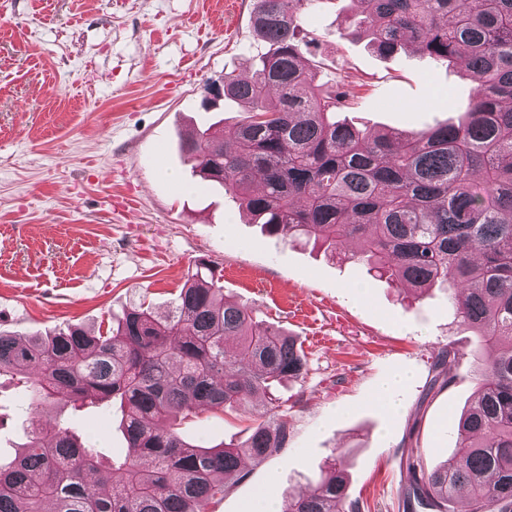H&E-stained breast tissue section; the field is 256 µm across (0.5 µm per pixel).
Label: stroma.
Listing matches in <instances>:
<instances>
[{
    "label": "stroma",
    "mask_w": 512,
    "mask_h": 512,
    "mask_svg": "<svg viewBox=\"0 0 512 512\" xmlns=\"http://www.w3.org/2000/svg\"><path fill=\"white\" fill-rule=\"evenodd\" d=\"M255 4L0 0V331L22 340L70 325L95 332L143 303L162 316L196 261H211L225 299L286 329L307 364L276 392L292 419L287 444L245 460L244 478L229 480L209 512H244L268 488L284 497L332 464L362 512H400L407 459L427 472L455 452L454 422L479 379L466 358L449 385L430 391L437 354L451 344L483 361L492 352L455 319L442 286L416 300L352 260L357 241L343 243L341 259L268 235L184 162L188 135L245 117L237 103L203 102L224 74H252ZM356 9L355 0H323L305 15L319 39L318 80L342 74L360 94L341 119L406 132L458 121L473 88L461 66L415 49L374 53L343 32ZM402 370L412 378L391 416L374 394ZM35 411L0 378V462L26 443ZM61 415L104 457L126 453L112 407L67 405ZM251 424L241 410L204 413L178 431L213 446L243 442Z\"/></svg>",
    "instance_id": "stroma-1"
}]
</instances>
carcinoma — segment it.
<instances>
[{
    "instance_id": "cac0c4a2",
    "label": "carcinoma",
    "mask_w": 512,
    "mask_h": 512,
    "mask_svg": "<svg viewBox=\"0 0 512 512\" xmlns=\"http://www.w3.org/2000/svg\"><path fill=\"white\" fill-rule=\"evenodd\" d=\"M317 0H258L254 39L267 47L251 77L224 75V98L247 107L212 124L182 152L201 179L243 204L264 232L337 249L416 293L446 287L455 318L493 349L459 452L403 491V512H512V0H356L353 33L382 56L417 47L459 61L474 84L456 124L364 132L336 121L355 100L345 78L315 82L316 41L305 13ZM450 346L434 363L458 367ZM306 370L302 346L251 307L224 301L222 276L201 260L164 320L142 306L97 334L68 326L20 341L0 333V376L18 377L40 405L120 404L128 452L111 460L63 418L46 419L0 465V512H208L246 458L288 443L281 406L254 413L241 444L202 447L176 430L199 412L253 406ZM286 512H361L345 473L288 494Z\"/></svg>"
}]
</instances>
